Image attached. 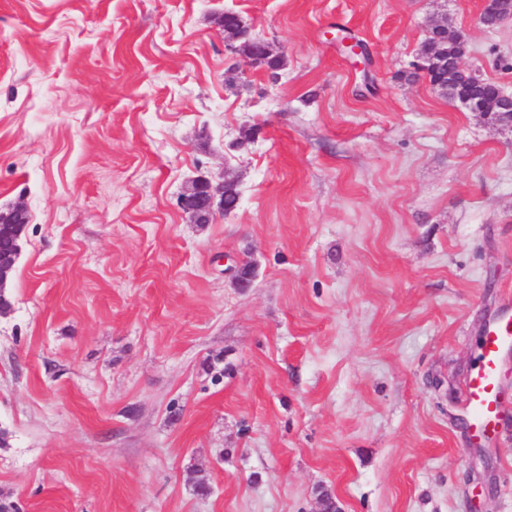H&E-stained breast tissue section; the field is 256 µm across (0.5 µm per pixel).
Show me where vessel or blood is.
Masks as SVG:
<instances>
[{"label": "vessel or blood", "mask_w": 512, "mask_h": 512, "mask_svg": "<svg viewBox=\"0 0 512 512\" xmlns=\"http://www.w3.org/2000/svg\"><path fill=\"white\" fill-rule=\"evenodd\" d=\"M511 350L512 316L489 324L479 345L478 365L467 381L470 432L483 444L492 441L504 411L498 375L503 354Z\"/></svg>", "instance_id": "vessel-or-blood-1"}]
</instances>
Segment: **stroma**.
<instances>
[{
	"label": "stroma",
	"instance_id": "35a3bbf8",
	"mask_svg": "<svg viewBox=\"0 0 512 512\" xmlns=\"http://www.w3.org/2000/svg\"><path fill=\"white\" fill-rule=\"evenodd\" d=\"M482 6L0 0V210L28 214L0 317V503L512 512V356L491 445L465 390L512 297V131L418 67L444 20L512 93V21L484 29ZM227 11L281 70L237 79ZM225 172L237 208L191 223L189 180Z\"/></svg>",
	"mask_w": 512,
	"mask_h": 512
}]
</instances>
